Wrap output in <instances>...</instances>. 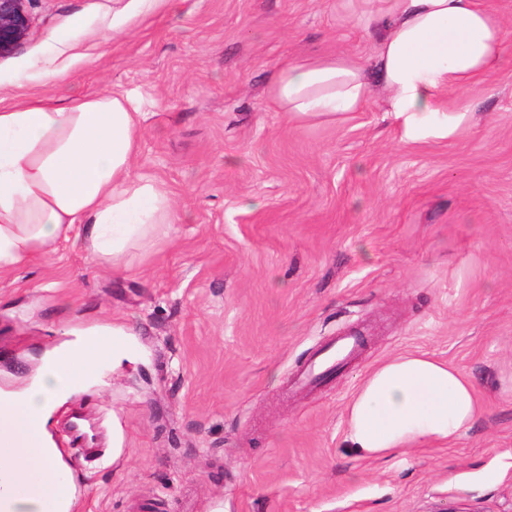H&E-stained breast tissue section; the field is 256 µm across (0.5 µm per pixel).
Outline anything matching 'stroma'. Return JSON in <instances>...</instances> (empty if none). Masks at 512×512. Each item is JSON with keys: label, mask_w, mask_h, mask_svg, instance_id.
Wrapping results in <instances>:
<instances>
[{"label": "stroma", "mask_w": 512, "mask_h": 512, "mask_svg": "<svg viewBox=\"0 0 512 512\" xmlns=\"http://www.w3.org/2000/svg\"><path fill=\"white\" fill-rule=\"evenodd\" d=\"M358 0H31L0 58V107L130 96L134 173L178 223L121 268L69 243L0 273V391L74 335L112 334L81 413L104 456L76 461L80 512H512V40L408 133L378 74L362 111L288 120L271 75L302 56L374 54ZM67 42H59L61 31ZM364 343L297 375L328 341ZM425 353L465 373L482 411L444 448L366 458L346 441L367 375Z\"/></svg>", "instance_id": "1"}]
</instances>
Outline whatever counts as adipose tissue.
Returning <instances> with one entry per match:
<instances>
[{"label": "adipose tissue", "instance_id": "1", "mask_svg": "<svg viewBox=\"0 0 512 512\" xmlns=\"http://www.w3.org/2000/svg\"><path fill=\"white\" fill-rule=\"evenodd\" d=\"M357 24L376 31L375 64L390 109L426 127L443 109L442 89L466 87L497 63L508 33L480 0H361ZM269 96L290 120L359 112L370 95L366 67L345 55L296 58L273 75ZM141 114L128 98L96 95L66 103L32 100L0 108V272L28 264L59 240L119 262L178 215L171 191L136 176ZM100 335L68 341L38 379L0 405V495L13 512H54L56 463L31 456V424L45 426L70 389L94 377ZM79 364L65 376L66 361ZM475 387L425 354L391 358L364 380L348 407L347 440L369 457L444 446L476 419Z\"/></svg>", "mask_w": 512, "mask_h": 512}]
</instances>
